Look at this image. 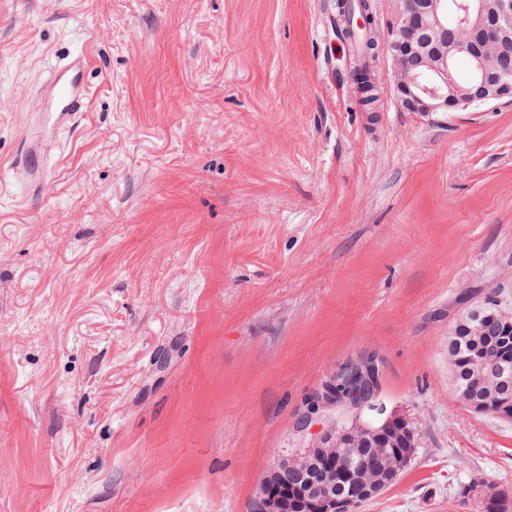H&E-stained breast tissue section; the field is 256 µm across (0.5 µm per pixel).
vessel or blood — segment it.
Instances as JSON below:
<instances>
[{
	"label": "vessel or blood",
	"instance_id": "b4317fda",
	"mask_svg": "<svg viewBox=\"0 0 512 512\" xmlns=\"http://www.w3.org/2000/svg\"><path fill=\"white\" fill-rule=\"evenodd\" d=\"M88 93L84 66L80 58L69 59L53 70L40 88L41 108L36 128L27 130L30 143L15 160L14 169H22L41 177L46 161V140L69 129L75 116L85 105Z\"/></svg>",
	"mask_w": 512,
	"mask_h": 512
}]
</instances>
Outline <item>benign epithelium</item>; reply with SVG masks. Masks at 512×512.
<instances>
[{
	"instance_id": "7a95c632",
	"label": "benign epithelium",
	"mask_w": 512,
	"mask_h": 512,
	"mask_svg": "<svg viewBox=\"0 0 512 512\" xmlns=\"http://www.w3.org/2000/svg\"><path fill=\"white\" fill-rule=\"evenodd\" d=\"M394 20L384 37V48L392 62L388 91L407 112L421 116L446 115L470 107L493 103L512 104V0H463L461 16L448 28L445 0H394ZM470 56L473 80L457 84L452 77L454 60ZM379 363L371 357L369 377L356 383L360 398L356 416L371 409L378 396ZM336 398L334 383H324L305 400L296 428L313 429ZM475 414L491 410L504 420H512V400L497 385L487 387L482 400L471 404ZM378 429L357 423L349 431L332 428L315 439V444L281 460L259 481L253 512H349L350 503L336 497V469H330L320 485L304 483L291 487L288 479H298L337 455L348 441L359 445ZM399 461L384 458L371 477L358 469L342 471V477L363 485V498L383 491L397 475Z\"/></svg>"
}]
</instances>
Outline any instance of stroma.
<instances>
[{
    "instance_id": "stroma-1",
    "label": "stroma",
    "mask_w": 512,
    "mask_h": 512,
    "mask_svg": "<svg viewBox=\"0 0 512 512\" xmlns=\"http://www.w3.org/2000/svg\"><path fill=\"white\" fill-rule=\"evenodd\" d=\"M335 2L0 0V164L54 65L90 86L36 193L0 179V512H251L364 354L420 449L360 512L512 491L448 374L463 312L512 314V104L367 111ZM348 376L349 370L341 366L331 376V378L336 377V387L333 382L323 383L306 398L296 423V428L299 431H310L319 424L323 414L336 398V392L344 393L346 391Z\"/></svg>"
}]
</instances>
